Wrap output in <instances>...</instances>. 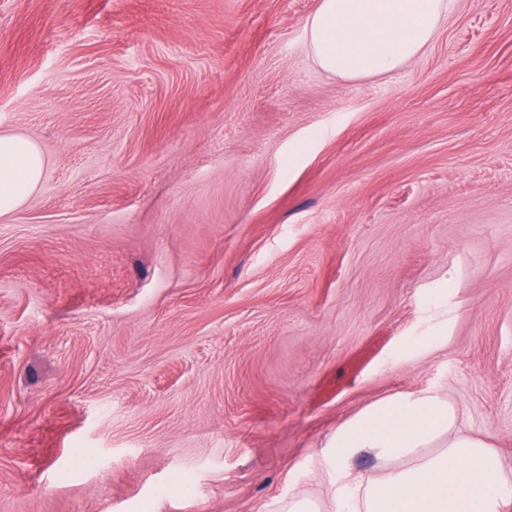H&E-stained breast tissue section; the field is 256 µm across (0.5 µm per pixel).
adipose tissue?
Wrapping results in <instances>:
<instances>
[{
    "label": "adipose tissue",
    "instance_id": "obj_1",
    "mask_svg": "<svg viewBox=\"0 0 512 512\" xmlns=\"http://www.w3.org/2000/svg\"><path fill=\"white\" fill-rule=\"evenodd\" d=\"M448 0H320L307 22L310 49L325 71L347 79L402 68L435 38ZM45 158L28 137L0 134V217L42 183ZM375 475L354 469L359 455ZM320 465L326 499L300 498L288 512H505L512 505V463L466 430L460 412L437 392L395 394L337 428Z\"/></svg>",
    "mask_w": 512,
    "mask_h": 512
}]
</instances>
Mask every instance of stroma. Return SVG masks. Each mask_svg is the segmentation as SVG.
<instances>
[{
  "instance_id": "1",
  "label": "stroma",
  "mask_w": 512,
  "mask_h": 512,
  "mask_svg": "<svg viewBox=\"0 0 512 512\" xmlns=\"http://www.w3.org/2000/svg\"><path fill=\"white\" fill-rule=\"evenodd\" d=\"M320 0H0V512H287L367 405L512 460V0L324 71ZM45 158L28 137L0 134V217L13 213L42 183Z\"/></svg>"
}]
</instances>
